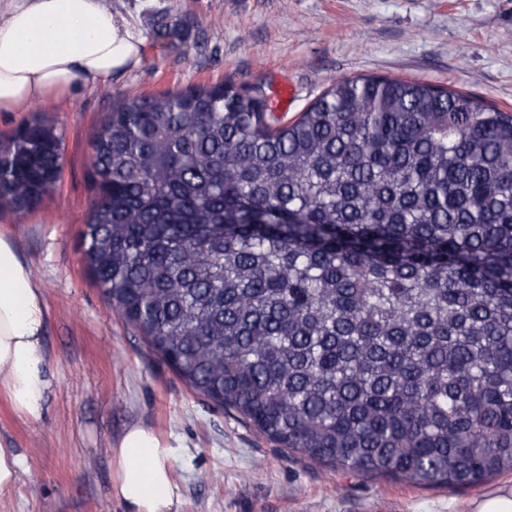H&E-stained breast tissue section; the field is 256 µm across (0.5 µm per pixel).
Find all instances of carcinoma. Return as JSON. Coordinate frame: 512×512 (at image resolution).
Wrapping results in <instances>:
<instances>
[{"label": "carcinoma", "instance_id": "1", "mask_svg": "<svg viewBox=\"0 0 512 512\" xmlns=\"http://www.w3.org/2000/svg\"><path fill=\"white\" fill-rule=\"evenodd\" d=\"M3 152L0 199L52 194V123ZM92 167L84 260L198 396L350 473L512 472V115L359 75L279 125L226 82L125 99Z\"/></svg>", "mask_w": 512, "mask_h": 512}]
</instances>
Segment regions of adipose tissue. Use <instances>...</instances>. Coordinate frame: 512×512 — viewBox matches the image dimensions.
<instances>
[{
    "label": "adipose tissue",
    "instance_id": "1",
    "mask_svg": "<svg viewBox=\"0 0 512 512\" xmlns=\"http://www.w3.org/2000/svg\"><path fill=\"white\" fill-rule=\"evenodd\" d=\"M142 40L104 0H0V112L57 100L138 65ZM43 297L12 238L0 234V392L38 417L48 388ZM168 441L128 427L112 449V493L125 512H178Z\"/></svg>",
    "mask_w": 512,
    "mask_h": 512
}]
</instances>
